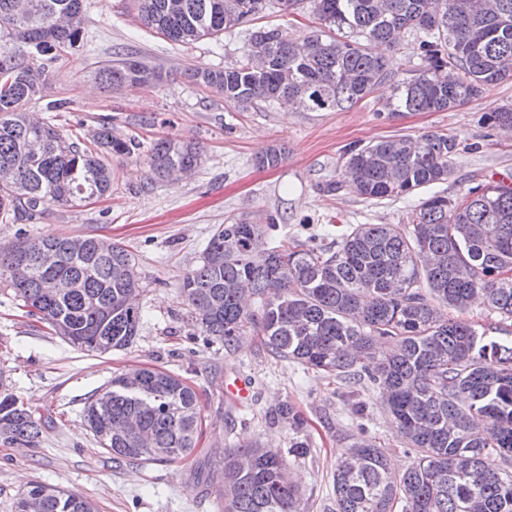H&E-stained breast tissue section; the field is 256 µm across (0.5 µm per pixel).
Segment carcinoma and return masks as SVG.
<instances>
[{
  "mask_svg": "<svg viewBox=\"0 0 512 512\" xmlns=\"http://www.w3.org/2000/svg\"><path fill=\"white\" fill-rule=\"evenodd\" d=\"M138 18L182 46L245 27L241 59L222 69L195 65L192 82L244 111L258 101L311 109L351 106L384 81L396 85L393 112L449 110L512 79V0H276L318 21L296 41L251 23L271 0H133ZM0 0V218L32 220L112 192L107 156L130 157L140 141L101 127L86 142L65 137L25 111L43 95L49 65L83 37V0ZM412 41H407V38ZM420 60L389 70L393 52ZM112 89L164 79L143 59H110L95 70ZM512 129V106L484 114ZM456 139L405 135L348 148L334 194L347 186L367 200L403 197L448 179ZM202 163L195 144L162 138L149 166L162 181ZM464 205L445 195L422 201L412 227L358 224L336 250L299 240L256 250L276 227L269 214L219 226L178 288L191 323L208 343L235 349L247 327L273 355L379 392L413 462L396 473L370 440L351 438L333 472L334 512H512V345L487 331L512 326V184L480 182ZM47 279L70 287L43 293ZM0 282L52 331L97 354L128 348L141 320L143 288L132 254L98 236H22L0 249ZM481 299L488 330L448 316ZM115 461L170 462L197 447L201 401L177 375L138 368L112 378L83 410ZM276 419L292 433L288 454L304 456L306 419L286 401ZM42 425L11 393L0 392V438L37 447ZM222 512H307L279 451L259 444L224 449ZM40 512H96L82 495L36 482Z\"/></svg>",
  "mask_w": 512,
  "mask_h": 512,
  "instance_id": "1",
  "label": "carcinoma"
}]
</instances>
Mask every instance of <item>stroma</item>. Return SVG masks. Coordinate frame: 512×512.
<instances>
[{"mask_svg": "<svg viewBox=\"0 0 512 512\" xmlns=\"http://www.w3.org/2000/svg\"><path fill=\"white\" fill-rule=\"evenodd\" d=\"M84 41L49 67L44 97L29 113L53 121L66 135H81L101 122L144 144L171 137L201 147L203 162L191 175L159 182L151 177L147 153L112 161V193L94 202L49 206L36 220L1 223L0 244L19 234L103 235L122 243L137 261L144 288L142 321L135 342L99 356L79 350L36 321L12 291L0 288V384L42 419L35 448L0 442V512L32 482L80 493L98 512H219V483L198 482L200 466L217 468L225 448L261 443L288 449L287 426L273 413L290 401L307 420L310 450L291 461L309 512H332V473L342 438H369L393 470L412 462L375 392L347 396L335 379L270 355L256 330L236 352L196 335L177 290L199 263L213 232L230 218L265 214L280 221L268 246L294 237L329 247L356 224H406L423 199L445 194L465 198L474 182L512 174V135L488 128L490 109L512 105V79L490 85L478 99L441 112L382 113L393 83L378 86L357 104L338 111L291 110L259 103L244 112L187 82L186 68H221L241 55L243 30L191 46L175 45L146 28L131 0H86ZM129 55L149 61L167 78L151 88L113 90L92 75L99 62ZM69 101L66 112L48 113L49 100ZM445 133L457 138L447 181L414 194L367 201L350 189L330 194L340 158L353 145L399 135ZM285 150L274 168H257L255 156L269 147ZM141 367L170 371L200 396L202 435L194 453L173 462L114 461L95 443L83 420L85 403L113 376ZM250 383L244 403L224 394L227 380Z\"/></svg>", "mask_w": 512, "mask_h": 512, "instance_id": "obj_1", "label": "stroma"}]
</instances>
